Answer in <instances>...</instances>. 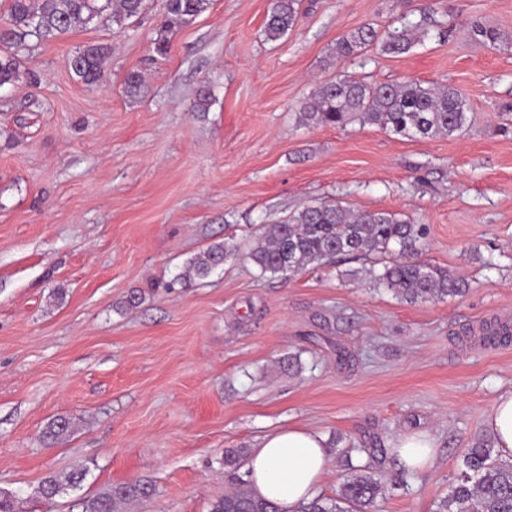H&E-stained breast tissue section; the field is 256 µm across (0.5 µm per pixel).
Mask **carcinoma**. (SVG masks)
I'll use <instances>...</instances> for the list:
<instances>
[{"label": "carcinoma", "mask_w": 512, "mask_h": 512, "mask_svg": "<svg viewBox=\"0 0 512 512\" xmlns=\"http://www.w3.org/2000/svg\"><path fill=\"white\" fill-rule=\"evenodd\" d=\"M146 0H10L5 22L0 25V87L19 78L21 53L30 41L57 40L96 18L118 26L137 19ZM298 0H271L264 32L276 41L298 23ZM207 8V0H165L164 19L152 39L153 51L163 57L169 33L192 22ZM424 22L392 28L380 35L361 27L336 43V58H347L373 43H382L388 54H402L414 44V32ZM110 47L88 43L75 48L68 58L74 75L88 85L102 81ZM126 92L136 98L145 84L137 71L125 77ZM304 124L344 126L353 121L376 125L405 137L421 139L453 137L467 124V104L455 87L439 88L421 81L368 84L347 76L318 85L299 109ZM427 228L389 212H351L333 202L307 205L280 224H265L258 242L243 258L263 277H286L311 265H324L340 256L375 257L382 265L365 269L378 288L410 304L445 301L468 292V282L458 274L422 258ZM239 247L213 245L196 256L181 274L182 283L208 276ZM84 478L73 471L49 476L36 490L51 501ZM154 493L152 484L136 480L110 486L84 502L83 512H122L126 504ZM381 494V483L370 474H354L340 487L336 498L317 496L300 505L298 512H370ZM211 512H279L270 500L254 497L248 480L234 477L233 489L214 501ZM434 512H512V462L494 454L491 441L480 439L462 456L460 479L448 495L435 502Z\"/></svg>", "instance_id": "cac0c4a2"}]
</instances>
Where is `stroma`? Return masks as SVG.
<instances>
[{
    "label": "stroma",
    "mask_w": 512,
    "mask_h": 512,
    "mask_svg": "<svg viewBox=\"0 0 512 512\" xmlns=\"http://www.w3.org/2000/svg\"><path fill=\"white\" fill-rule=\"evenodd\" d=\"M269 7L210 0L161 57L164 0H147L128 27L96 21L38 45L0 87V489L16 512H82L133 480L155 493L126 512H210L231 488L225 451L288 427L325 439L319 496L367 465L382 485L373 512H433L512 391V338H482L512 326V0H301L276 41ZM424 15L432 35L408 53L336 57L351 31ZM87 43L112 50L97 85L67 64ZM133 70L147 84L136 98ZM339 74L454 86L468 126L412 139L301 124L311 90ZM324 201L426 225L424 259L469 292L407 304L352 278L362 259L287 278L237 259L176 284L210 246L249 249L262 225ZM135 289L141 304L123 308ZM61 418L72 429L45 439ZM407 434L434 438L430 466L400 471L392 448ZM76 469L85 479L53 503L36 496Z\"/></svg>",
    "instance_id": "1"
}]
</instances>
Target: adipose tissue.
<instances>
[{
    "instance_id": "ef3b65f1",
    "label": "adipose tissue",
    "mask_w": 512,
    "mask_h": 512,
    "mask_svg": "<svg viewBox=\"0 0 512 512\" xmlns=\"http://www.w3.org/2000/svg\"><path fill=\"white\" fill-rule=\"evenodd\" d=\"M328 452L321 435L294 427L266 434L246 463L252 492L275 502L280 512H297L316 497L327 472Z\"/></svg>"
}]
</instances>
